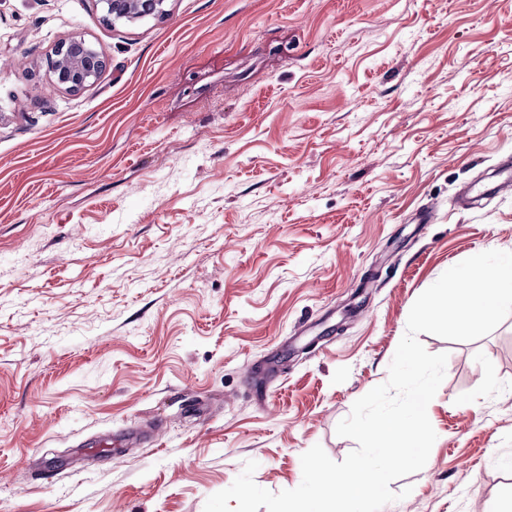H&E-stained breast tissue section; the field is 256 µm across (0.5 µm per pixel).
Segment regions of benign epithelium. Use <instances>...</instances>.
I'll list each match as a JSON object with an SVG mask.
<instances>
[{
    "instance_id": "1",
    "label": "benign epithelium",
    "mask_w": 512,
    "mask_h": 512,
    "mask_svg": "<svg viewBox=\"0 0 512 512\" xmlns=\"http://www.w3.org/2000/svg\"><path fill=\"white\" fill-rule=\"evenodd\" d=\"M103 18L112 26L130 25L149 17L167 15V0H98ZM45 63L55 84L78 92L96 80L105 66L101 53L79 35L58 42L45 56Z\"/></svg>"
}]
</instances>
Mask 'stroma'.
<instances>
[{
	"mask_svg": "<svg viewBox=\"0 0 512 512\" xmlns=\"http://www.w3.org/2000/svg\"><path fill=\"white\" fill-rule=\"evenodd\" d=\"M0 0V512L271 492L386 381L417 297L512 252V0ZM105 58L76 93L44 63ZM432 223H420L426 210ZM447 353L382 512L512 499V315ZM104 20L116 27L130 25L149 17L167 15V0H98ZM45 63L55 84L68 92L87 87L105 66L101 53L79 35L58 42L45 56Z\"/></svg>",
	"mask_w": 512,
	"mask_h": 512,
	"instance_id": "stroma-1",
	"label": "stroma"
}]
</instances>
